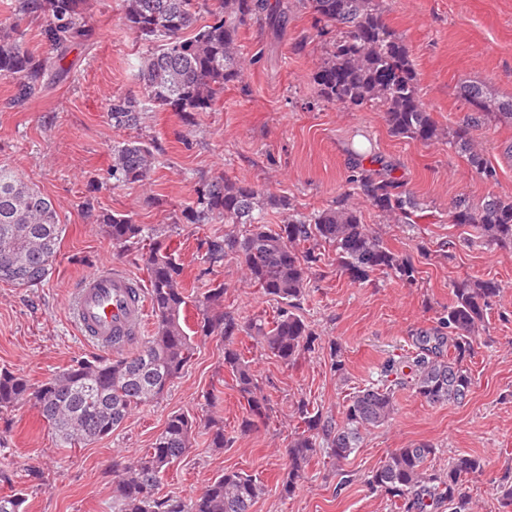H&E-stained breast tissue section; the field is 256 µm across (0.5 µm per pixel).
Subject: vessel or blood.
Instances as JSON below:
<instances>
[{
	"instance_id": "b4317fda",
	"label": "vessel or blood",
	"mask_w": 512,
	"mask_h": 512,
	"mask_svg": "<svg viewBox=\"0 0 512 512\" xmlns=\"http://www.w3.org/2000/svg\"><path fill=\"white\" fill-rule=\"evenodd\" d=\"M142 291L138 280L119 269L87 273L72 301L83 338L109 351L119 337L139 335L147 315Z\"/></svg>"
}]
</instances>
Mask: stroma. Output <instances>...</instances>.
Returning a JSON list of instances; mask_svg holds the SVG:
<instances>
[{"label":"stroma","mask_w":512,"mask_h":512,"mask_svg":"<svg viewBox=\"0 0 512 512\" xmlns=\"http://www.w3.org/2000/svg\"><path fill=\"white\" fill-rule=\"evenodd\" d=\"M285 15L263 14L239 36L246 61L242 77L229 84L212 111L151 112L139 129L114 126L109 101L140 93V62L147 52L122 21L121 0H89L92 37L70 49L66 79L47 80L40 96L10 106L16 82L0 78V164L8 165L51 198L65 226L55 270L43 286L14 288L0 283V369L39 383L73 359L96 354L75 325L69 301L80 279L102 267H119L139 281L147 273L139 247L119 250L92 224L87 206L121 213L168 237L184 267L186 291L204 288L200 243L223 234L225 224H179L175 218L195 199L200 177L221 172L258 184L265 193L285 196L299 212L324 209L341 193L360 208L365 223L382 233L393 251L408 256L416 280L391 275L352 283L326 252L312 268L309 291L297 312L318 336L314 353L298 366L266 355L243 337L244 358L274 406L266 426L241 433L246 411L224 370L220 337L198 336L182 374L158 402L132 413L111 436L91 445L58 447L32 404L8 412L9 430L0 457L14 472L13 486L24 491L25 512H118L112 493V463L121 455L150 448L168 417L184 413L196 423L190 453L166 472L164 495L191 497L227 470L258 477L265 494L252 512H396L371 490L365 478L388 452L413 443L433 444L434 464L447 469L457 455L480 458L483 470L463 486L473 512H503L499 487L512 475V248L478 239L468 225L448 221L459 194L473 201L512 196V122L473 129L485 159L497 170L484 181L466 157L450 146L447 134L471 111L459 88L483 83L500 97H512V0H379L386 23L405 40L419 74V93L442 131L429 144L393 136L380 107L347 110L321 100L313 74L324 57L309 10L283 0ZM14 0H0V22L17 26L39 59L53 51L45 21L18 16ZM146 140L157 148L155 169L146 183L114 185L109 177L112 149L125 140ZM378 157L400 178L423 208L417 224L383 217L353 193L350 167ZM211 280L224 282L226 302L243 319L272 318L278 305L262 297L235 260L215 265ZM463 278L491 279L500 286L485 329L468 361L472 385L460 403L430 405L407 387L394 392L391 423L365 434L361 447L341 469L313 462L308 478L288 498L280 493L288 466L286 449L297 423L294 404L307 399L319 410L341 416L349 395L385 379L393 364L415 350V338L438 325ZM339 356L341 370L331 367ZM224 380V427L234 442L223 451L208 446L207 395Z\"/></svg>","instance_id":"35a3bbf8"}]
</instances>
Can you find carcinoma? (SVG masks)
Wrapping results in <instances>:
<instances>
[{
  "label": "carcinoma",
  "mask_w": 512,
  "mask_h": 512,
  "mask_svg": "<svg viewBox=\"0 0 512 512\" xmlns=\"http://www.w3.org/2000/svg\"><path fill=\"white\" fill-rule=\"evenodd\" d=\"M314 18L316 35L336 28L326 43L324 58L313 76L318 97L343 108L377 105L394 136L430 143L441 131L419 95V78L402 37L389 27L376 0H299ZM86 0H16L15 12L42 14L45 34L56 51L49 60H37L23 46L17 26L0 22V77L17 81L13 103L37 97L46 77L67 76L68 50L88 36ZM271 10L270 0H122L123 22L135 38L157 44L138 70L143 97L112 98L108 111L122 128H138L147 112L170 109L189 118L208 112L224 95V88L242 76L238 35L242 27ZM207 14L200 21L201 14ZM461 94L472 114L451 133V144L467 157L488 181L497 171L482 156L471 130L501 119L512 120V98L499 99L480 84L465 85ZM156 164L155 145L128 141L112 149V184L142 183ZM372 209L403 223L411 221L418 204L394 177L361 166L347 179ZM196 200L184 209L188 224L220 220L240 224L205 240V262L213 266L227 257L238 261L253 287L280 304L272 320L248 322L224 304L227 287L210 283L195 300L201 315L194 333L219 336L224 342V369L245 403L242 433L258 428L271 411L254 371L239 347L243 334L257 338L261 349L286 366L315 348L316 334L293 312L307 292L309 272L322 262L320 247L328 245L349 278L360 284L376 273L393 275L407 283L416 280L412 261L386 246L381 236L364 223L348 195L310 216L294 213L284 196H266L256 185L233 180L222 173L203 177ZM288 212L272 227L260 220L265 207ZM92 223L124 250L141 246V261L150 283L154 313L151 334L128 336L130 355L73 361L45 381L35 384L10 370L0 371V411L30 402L36 406L62 448L90 445L118 429L132 410L157 400L179 377L194 355L193 337L184 329L182 313L189 303L184 267L165 241H146L147 230L125 214L87 208ZM451 224L472 226L489 245L512 248V197L487 196L476 203L461 193L448 210ZM64 227L51 199L25 182L11 168L0 165V282L17 288H37L54 272ZM499 292L492 280L465 278L452 285L448 311L431 335L416 337L417 351L410 373L395 382L409 385L430 405L467 397L472 376L467 364L472 343L483 330L490 300ZM395 413L391 386L372 383L350 394L342 420L300 399L295 408L297 427L288 444V472L281 486L284 496L295 493L312 461L323 456L336 467L360 448L363 435L382 427ZM194 421L183 413L171 415L152 448L113 464L114 496L119 512H252L265 485L252 475L230 470L211 481L196 496L157 495L162 475L192 448ZM209 445L230 447L233 436L224 420L214 416L207 424ZM436 448L428 442L396 448L368 475L367 484L390 499L401 512H472L471 500L460 488L481 470L470 455L448 461V471L434 467ZM22 491L0 496V512H24Z\"/></svg>",
  "instance_id": "carcinoma-1"
}]
</instances>
